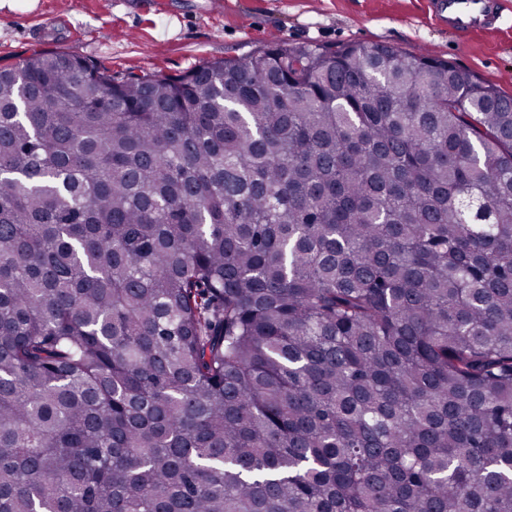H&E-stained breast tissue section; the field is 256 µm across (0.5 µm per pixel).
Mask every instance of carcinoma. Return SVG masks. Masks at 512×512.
<instances>
[{
	"instance_id": "obj_1",
	"label": "carcinoma",
	"mask_w": 512,
	"mask_h": 512,
	"mask_svg": "<svg viewBox=\"0 0 512 512\" xmlns=\"http://www.w3.org/2000/svg\"><path fill=\"white\" fill-rule=\"evenodd\" d=\"M0 512H512V96L377 43L1 68Z\"/></svg>"
}]
</instances>
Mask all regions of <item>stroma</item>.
Instances as JSON below:
<instances>
[{"label": "stroma", "instance_id": "35a3bbf8", "mask_svg": "<svg viewBox=\"0 0 512 512\" xmlns=\"http://www.w3.org/2000/svg\"><path fill=\"white\" fill-rule=\"evenodd\" d=\"M496 30L458 34L433 0H39L0 10V67L37 51L103 62L113 74L182 75L206 61L238 59L272 40L336 47L374 42L429 51L512 95V0Z\"/></svg>", "mask_w": 512, "mask_h": 512}]
</instances>
